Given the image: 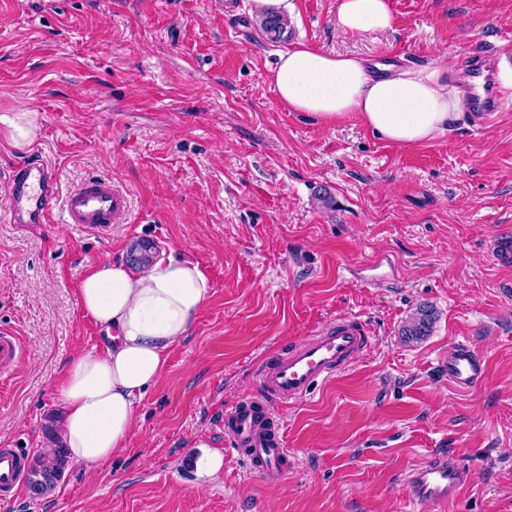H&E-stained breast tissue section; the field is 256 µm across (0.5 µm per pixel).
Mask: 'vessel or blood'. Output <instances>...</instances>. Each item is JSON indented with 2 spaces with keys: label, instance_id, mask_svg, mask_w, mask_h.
<instances>
[{
  "label": "vessel or blood",
  "instance_id": "1",
  "mask_svg": "<svg viewBox=\"0 0 512 512\" xmlns=\"http://www.w3.org/2000/svg\"><path fill=\"white\" fill-rule=\"evenodd\" d=\"M54 166L35 159L16 169L9 182L8 223H48L56 196ZM67 223L82 228L106 231L128 209L125 193L113 188L111 181L91 177L71 190L64 199ZM371 331L355 316H342L328 326L263 362L257 373L266 402L247 400L239 403L224 419V434L231 445L248 449L254 468L267 481L282 477L288 457L278 427H264L269 416L268 400L291 404L308 397L321 383L334 379L359 356L370 349ZM24 354L18 336L0 331V384H6L13 366ZM484 358L469 343L457 341L448 348V378L460 390L478 389L484 382ZM25 455L18 448H0V501L9 502L22 487ZM474 472L459 459L436 453L407 475L411 499L424 505L426 512H438L471 483Z\"/></svg>",
  "mask_w": 512,
  "mask_h": 512
}]
</instances>
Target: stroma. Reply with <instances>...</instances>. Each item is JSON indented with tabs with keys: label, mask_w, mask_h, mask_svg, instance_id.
<instances>
[{
	"label": "stroma",
	"mask_w": 512,
	"mask_h": 512,
	"mask_svg": "<svg viewBox=\"0 0 512 512\" xmlns=\"http://www.w3.org/2000/svg\"><path fill=\"white\" fill-rule=\"evenodd\" d=\"M392 29L345 35L336 0H296L273 41L249 0H0V115L28 112L57 171L49 224L0 220V328L27 346L0 394V446L60 441L67 358L101 350L77 288L96 264L150 244L197 262L211 296L138 407L127 445L69 464L0 512H424L404 476L437 450L475 478L444 512H512V104L434 142L399 147L278 104L280 51L405 67L451 82L512 40V0H390ZM98 175L130 208L111 232L64 223ZM430 306L428 336L401 334ZM341 315L372 346L306 399L271 403L288 448L276 483L229 447L224 416L261 400L258 365ZM471 343L487 377L462 393L443 361ZM221 455L212 474L203 452Z\"/></svg>",
	"instance_id": "35a3bbf8"
}]
</instances>
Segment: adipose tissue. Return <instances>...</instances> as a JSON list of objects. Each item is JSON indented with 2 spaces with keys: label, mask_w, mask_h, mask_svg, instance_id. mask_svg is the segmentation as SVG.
I'll use <instances>...</instances> for the list:
<instances>
[{
  "label": "adipose tissue",
  "mask_w": 512,
  "mask_h": 512,
  "mask_svg": "<svg viewBox=\"0 0 512 512\" xmlns=\"http://www.w3.org/2000/svg\"><path fill=\"white\" fill-rule=\"evenodd\" d=\"M394 23L389 0H337L336 27L343 34L385 31ZM273 85L288 111L326 126L354 122L408 147L449 134L468 105L467 92L449 80L446 64L398 69L303 41L280 52ZM210 294L201 266L170 254L142 270L105 261L84 276L80 305L103 329L106 344L62 366L61 438L71 462L98 464L124 448L138 405Z\"/></svg>",
  "instance_id": "ef3b65f1"
}]
</instances>
